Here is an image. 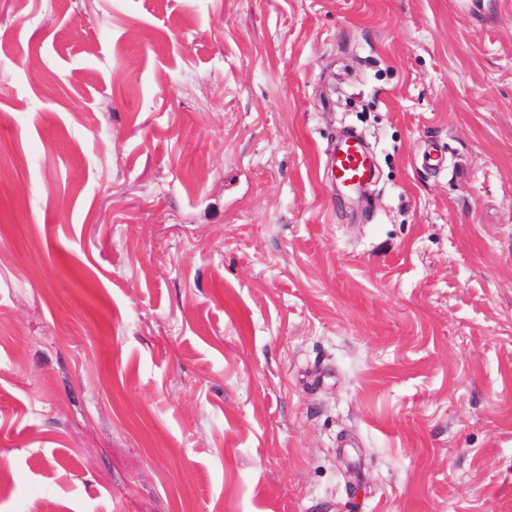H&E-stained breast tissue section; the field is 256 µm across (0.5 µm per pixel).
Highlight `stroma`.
Segmentation results:
<instances>
[{
  "mask_svg": "<svg viewBox=\"0 0 512 512\" xmlns=\"http://www.w3.org/2000/svg\"><path fill=\"white\" fill-rule=\"evenodd\" d=\"M0 470V512H512V0H0ZM331 175L348 192L363 190L375 179V167L364 141L356 134L345 135L333 153Z\"/></svg>",
  "mask_w": 512,
  "mask_h": 512,
  "instance_id": "35a3bbf8",
  "label": "stroma"
}]
</instances>
